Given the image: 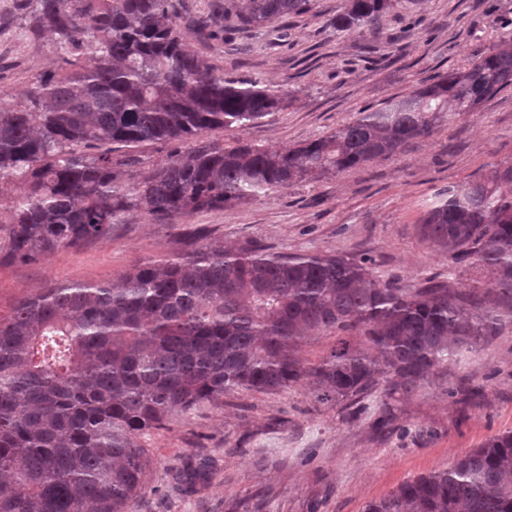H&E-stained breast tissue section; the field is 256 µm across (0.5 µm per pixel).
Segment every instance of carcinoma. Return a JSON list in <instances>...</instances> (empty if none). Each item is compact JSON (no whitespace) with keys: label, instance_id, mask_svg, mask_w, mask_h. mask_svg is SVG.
I'll use <instances>...</instances> for the list:
<instances>
[{"label":"carcinoma","instance_id":"obj_1","mask_svg":"<svg viewBox=\"0 0 512 512\" xmlns=\"http://www.w3.org/2000/svg\"><path fill=\"white\" fill-rule=\"evenodd\" d=\"M310 0H224L211 20L250 30ZM391 0H342L331 21L365 32ZM34 32L56 36L61 66L0 105V184L24 186L0 216V262H36L107 237L137 210L165 224L268 196L305 177L404 151L512 88V40L469 67L421 82L382 108L285 150L248 141L179 152L132 187L116 148L245 129L280 91L224 78L183 47L172 0H23ZM422 237L482 286L403 288L373 259L270 253L210 241L102 284H54L0 315V512H128L153 464L139 436L239 391L309 381L324 403L380 386L411 393L512 313V163L452 186ZM352 336L317 364L306 338ZM365 512H512V431L422 475Z\"/></svg>","mask_w":512,"mask_h":512}]
</instances>
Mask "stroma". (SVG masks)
I'll use <instances>...</instances> for the list:
<instances>
[{
  "mask_svg": "<svg viewBox=\"0 0 512 512\" xmlns=\"http://www.w3.org/2000/svg\"><path fill=\"white\" fill-rule=\"evenodd\" d=\"M341 3L313 0L288 22L225 34L195 27L218 11L217 0H179L178 23L191 52L229 79L259 80L288 95L282 110L245 130L217 129L202 141L295 147L512 37V0H392L370 37L332 27ZM59 66L51 36L23 24L19 0H0V100L18 101L35 76ZM185 148L182 141L133 148L140 162L125 183L134 185ZM504 162H512V89L393 157L173 224L133 212L107 238L35 263L0 264V313L52 284L106 283L139 262L174 258L198 238L233 246L258 241L288 254L367 252L377 276L408 288L426 277L477 281L479 268L449 266L420 226L441 191ZM510 430L506 318L497 336L409 395L376 389L358 406L330 405L304 381L272 393H230L223 405L146 432L139 443L153 465L129 512H364L401 483L447 468ZM202 463L211 468L208 482L186 490L182 472Z\"/></svg>",
  "mask_w": 512,
  "mask_h": 512,
  "instance_id": "35a3bbf8",
  "label": "stroma"
}]
</instances>
